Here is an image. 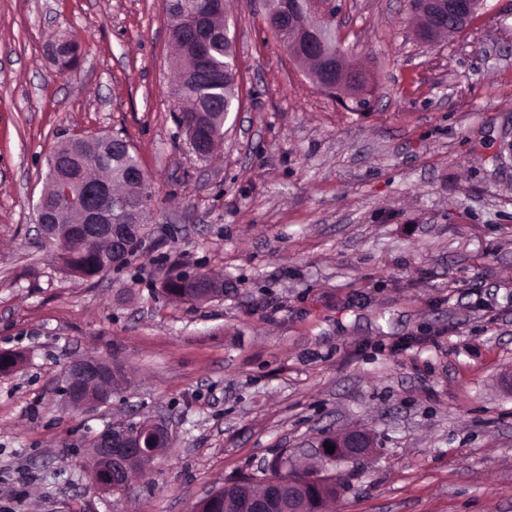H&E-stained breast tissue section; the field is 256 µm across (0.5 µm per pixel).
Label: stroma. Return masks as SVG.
Returning a JSON list of instances; mask_svg holds the SVG:
<instances>
[{"label":"stroma","mask_w":512,"mask_h":512,"mask_svg":"<svg viewBox=\"0 0 512 512\" xmlns=\"http://www.w3.org/2000/svg\"><path fill=\"white\" fill-rule=\"evenodd\" d=\"M240 108L212 158L171 111L165 0H0V512H193L226 479L321 433L369 432L336 463L331 512H512V0L421 42L407 0H344L356 111L318 89L231 0ZM72 36L80 64L48 48ZM135 147L156 220L126 267L65 274L36 237L46 156L77 133ZM223 277L183 304L173 266ZM126 370L68 407L69 365ZM157 416L170 442L126 491L89 443Z\"/></svg>","instance_id":"stroma-1"}]
</instances>
